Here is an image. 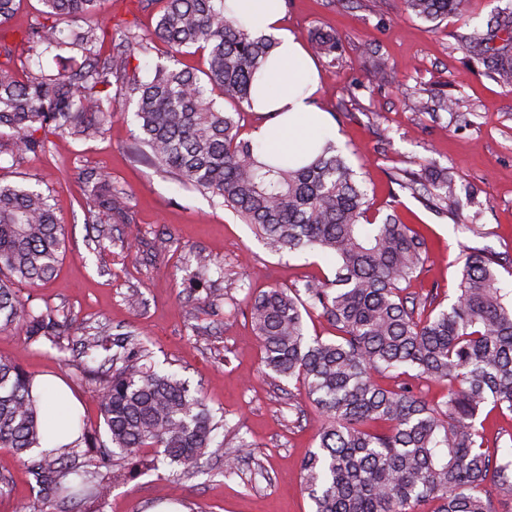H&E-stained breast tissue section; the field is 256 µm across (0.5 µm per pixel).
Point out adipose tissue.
I'll return each mask as SVG.
<instances>
[{"label": "adipose tissue", "instance_id": "adipose-tissue-1", "mask_svg": "<svg viewBox=\"0 0 512 512\" xmlns=\"http://www.w3.org/2000/svg\"><path fill=\"white\" fill-rule=\"evenodd\" d=\"M282 10L283 0H224L225 13L234 14L249 31L278 38L251 90L253 111L274 117L254 132L261 144L259 157L287 156L300 163L308 159L315 138L328 137V119L311 104L317 86L311 55L294 35L279 30Z\"/></svg>", "mask_w": 512, "mask_h": 512}]
</instances>
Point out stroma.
<instances>
[{
    "mask_svg": "<svg viewBox=\"0 0 512 512\" xmlns=\"http://www.w3.org/2000/svg\"><path fill=\"white\" fill-rule=\"evenodd\" d=\"M511 5L468 0L464 18L435 25L407 14L401 0H284L282 30L303 40L332 31L340 40L336 58L314 59L313 104L327 113L337 147L358 173L370 215L396 213L424 234L429 261L412 291L436 287L441 297L454 296L466 248L512 257V93L487 75L476 48L459 43ZM158 12L138 0H103L98 22L131 21L146 36ZM446 94L458 98L456 112L438 110ZM418 100L425 111L415 110ZM134 111L117 112L102 138L55 137L44 151L16 160L9 138H0V183L50 194L66 235L55 275L19 295L71 321L58 348L29 341L20 328L0 334V358L33 378L60 379L88 426L100 430L98 393L71 345L86 326L106 323L138 336L160 369L186 379L223 418L217 438L238 458L234 473L210 457L188 480L162 465L113 484L91 512H312L301 466L319 442L308 422L313 407L301 384L265 368L249 302L273 286L333 278L335 262L319 252L270 253L233 213L153 164ZM430 161L447 168L467 196L455 212L427 208L394 182ZM83 165L108 175L129 198L130 223H113L111 239L100 243L84 220L76 176ZM199 251L214 261L204 289L192 282ZM193 321L206 326L205 335H193ZM243 438L249 448H239ZM34 497L22 461L0 448V512H16Z\"/></svg>",
    "mask_w": 512,
    "mask_h": 512,
    "instance_id": "35a3bbf8",
    "label": "stroma"
}]
</instances>
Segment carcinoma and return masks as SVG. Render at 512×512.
<instances>
[{"instance_id":"carcinoma-1","label":"carcinoma","mask_w":512,"mask_h":512,"mask_svg":"<svg viewBox=\"0 0 512 512\" xmlns=\"http://www.w3.org/2000/svg\"><path fill=\"white\" fill-rule=\"evenodd\" d=\"M18 0H0V137L13 154L45 149L48 136L93 140L112 120L117 96L135 105L143 143L153 162L221 201L272 252L318 251L336 262L334 279L303 289L272 287L253 297L250 319L263 362L277 377L307 389L317 418L318 448L302 463L313 512H495L493 498L512 501V448H484L477 419L485 408L512 413V301L501 287L502 259L468 249L456 296L442 307L440 292L407 291L428 261L425 237L394 214L367 221L368 198L356 172L328 141L296 167L258 161V146L241 137L234 113L214 89L237 105H251L260 64L276 47L269 35H251L224 0H163L154 39L175 60L185 49L207 53L206 79L187 68L156 63L143 81L129 74L131 51H147L133 26L102 52L112 33L96 21L100 0H42L45 10L19 34L28 54L67 43L81 61L51 75L18 77L9 22ZM405 11L430 23L460 17L465 0H403ZM63 20L71 25L60 27ZM482 45V62L512 92V8L495 13L484 33L464 37ZM336 36L312 37L309 51L329 56ZM119 85L118 95L111 92ZM88 188L89 224H110L128 208L124 192L102 174L78 170ZM402 187L437 207L459 204L448 169L426 166ZM65 251V235L50 196L0 184V333L25 329L32 341L61 346L68 316L35 309L17 294L23 285L50 279ZM319 311L335 338L309 336L304 316ZM81 354L97 365L107 440L73 419L75 439L41 451L50 424L34 379L0 359V448L26 465L37 503L78 506L104 498L116 481L141 466L163 463L190 478L212 452L218 423L201 393L160 370L130 336L97 327L79 339ZM412 368L446 390L428 402L406 382L379 384ZM123 465L108 473L113 460Z\"/></svg>"}]
</instances>
